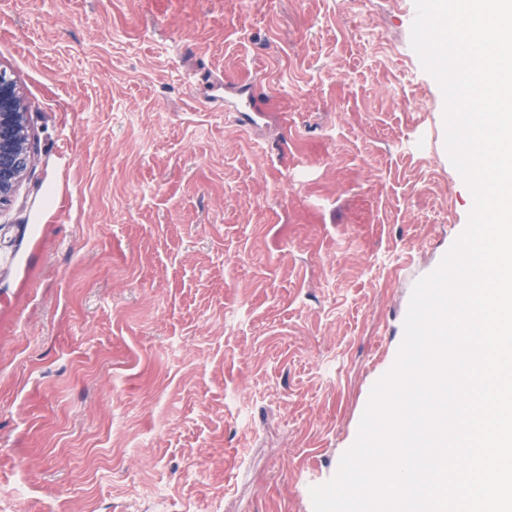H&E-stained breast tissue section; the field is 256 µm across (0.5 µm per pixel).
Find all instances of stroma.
Returning a JSON list of instances; mask_svg holds the SVG:
<instances>
[{"mask_svg":"<svg viewBox=\"0 0 512 512\" xmlns=\"http://www.w3.org/2000/svg\"><path fill=\"white\" fill-rule=\"evenodd\" d=\"M414 0H0V512H313L467 226ZM260 85L267 127L187 83ZM24 112L14 86L0 75V198L15 186L26 148Z\"/></svg>","mask_w":512,"mask_h":512,"instance_id":"1","label":"stroma"}]
</instances>
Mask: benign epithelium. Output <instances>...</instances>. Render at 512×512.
I'll use <instances>...</instances> for the list:
<instances>
[{"instance_id": "benign-epithelium-1", "label": "benign epithelium", "mask_w": 512, "mask_h": 512, "mask_svg": "<svg viewBox=\"0 0 512 512\" xmlns=\"http://www.w3.org/2000/svg\"><path fill=\"white\" fill-rule=\"evenodd\" d=\"M26 147L24 112L14 86L0 76V197L10 192L21 172Z\"/></svg>"}]
</instances>
